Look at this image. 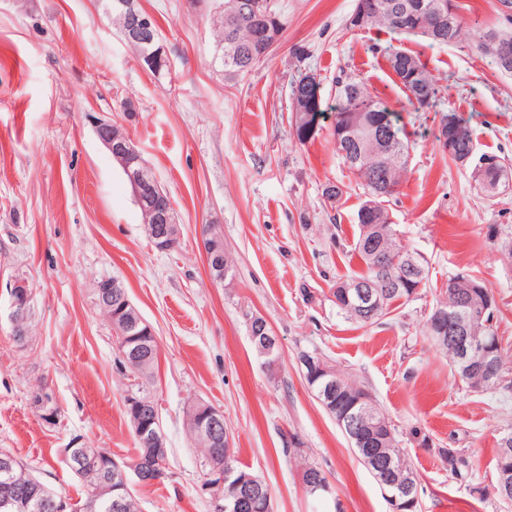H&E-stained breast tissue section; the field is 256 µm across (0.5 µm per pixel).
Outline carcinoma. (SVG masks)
<instances>
[{
    "mask_svg": "<svg viewBox=\"0 0 512 512\" xmlns=\"http://www.w3.org/2000/svg\"><path fill=\"white\" fill-rule=\"evenodd\" d=\"M396 2L403 5L409 0H356V5H362L372 10L367 26H377L385 29L391 35V42L384 48L389 66L404 89L414 95L411 104L415 111H423L433 107L445 92V88L430 74L421 58L408 52L399 43L410 37L421 36L433 44L453 45L456 43L461 28L462 17L457 0H425L435 3L442 9L441 16L432 12L415 13L401 11L394 15L385 4ZM214 7V54L224 68V77L230 81L245 76L256 64L262 61L268 52L265 48L254 43L252 31L247 26L240 25L249 21L261 28L265 39L273 44L280 40L282 24L275 8L274 0H216ZM502 21L500 25L489 27L479 21L471 24V39L475 49L484 57L491 60L495 67H500L498 60L486 52V45L491 39L501 41L512 50V0H499ZM131 46L137 53L144 67L151 73L166 74L169 72L167 56L162 37L148 48L153 53L152 60L143 55L142 46L136 42ZM307 73H299L290 82L289 94V123L295 131L297 139L306 141L316 128L317 119L325 112H333L332 136L336 151L344 165L353 174L356 183L363 189L365 196L357 212L358 232L353 241V252L358 257L363 271L336 281L331 289L334 297L333 304L339 314L347 321L361 327L372 326L389 316L395 306L403 305L420 296L429 282V263L421 255L414 259L422 268V277L400 286V290L382 292L381 302L376 315L370 319L363 318L352 303L342 295V287L355 281L374 282L378 280V272L372 250L377 249L395 262L390 264L387 276L390 279H400L402 260L408 255L398 240L393 228L390 215V202L399 193L400 185L407 171L410 157V134L406 125L401 123V117L389 105L375 94L367 83L356 76L347 75L336 79V103L330 107L325 105L321 93L317 92L320 85L307 81ZM459 127L468 140H473L469 126L453 115L441 113L437 124V141L447 139L453 127ZM472 156L467 163L471 168L470 176L485 196H493L491 187L498 181L501 168L508 165L506 158L497 155L477 154L476 146H471ZM468 289L474 295L475 304L480 306L475 318L471 320L473 333L492 342L501 378L499 391L503 394L512 393V366L509 365L508 351L503 346L498 334L497 314L499 308L492 291L477 277L458 273L448 280L445 289L439 292V298L432 306L426 321L427 331H432L438 311L456 302L459 291ZM102 313L112 322V330L116 336L118 352L126 356H117L119 369L128 377L134 379L130 391L137 396L147 397L146 386L154 379L158 364L157 356H147L144 353L129 354V348L124 346L120 331L121 319L115 318L116 311L104 309ZM439 347L448 355L450 365L460 380L473 389L478 384V376L463 369L455 349L446 342ZM344 388L360 394L364 388L349 374L329 364ZM376 421L380 428L389 434L382 443L381 454L395 458L400 469L393 476L396 483L405 482L409 476L416 475L405 451L401 447L397 429L385 414L383 409L377 410ZM192 440L202 449V471H207L210 460L224 465V470L231 472L229 480L224 482L220 490L222 501L228 502L236 498V482L241 477L253 475V472L237 466V460L226 453L214 457L215 445L205 435H194ZM108 452L106 448L87 447L83 453L89 464L75 475L85 488L84 496L77 503L84 506L83 512H112L110 500L97 498L93 492L97 486L99 473L93 462ZM448 470L461 475V468L467 466V461L454 448L442 452ZM13 484L18 489L34 491L47 487V484L31 474L19 460H14L11 473Z\"/></svg>",
    "mask_w": 512,
    "mask_h": 512,
    "instance_id": "cac0c4a2",
    "label": "carcinoma"
}]
</instances>
